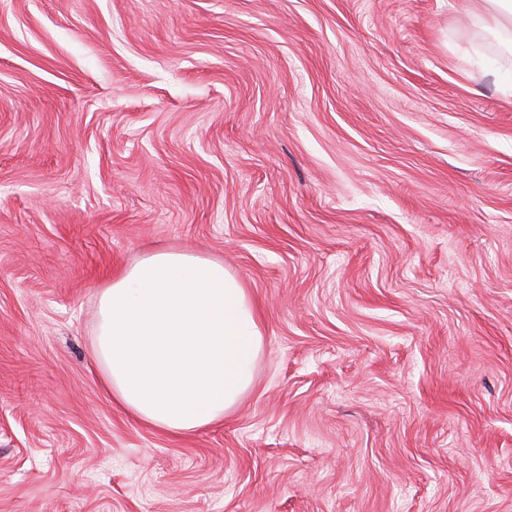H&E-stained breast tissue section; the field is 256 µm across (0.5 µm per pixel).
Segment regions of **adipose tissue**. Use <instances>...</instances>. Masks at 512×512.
I'll return each mask as SVG.
<instances>
[{
  "instance_id": "adipose-tissue-1",
  "label": "adipose tissue",
  "mask_w": 512,
  "mask_h": 512,
  "mask_svg": "<svg viewBox=\"0 0 512 512\" xmlns=\"http://www.w3.org/2000/svg\"><path fill=\"white\" fill-rule=\"evenodd\" d=\"M472 17L512 52V0H479ZM262 347L254 307L221 262L155 251L100 291L94 368L115 403L168 434L223 419Z\"/></svg>"
}]
</instances>
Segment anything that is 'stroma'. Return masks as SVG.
Returning <instances> with one entry per match:
<instances>
[{"instance_id":"35a3bbf8","label":"stroma","mask_w":512,"mask_h":512,"mask_svg":"<svg viewBox=\"0 0 512 512\" xmlns=\"http://www.w3.org/2000/svg\"><path fill=\"white\" fill-rule=\"evenodd\" d=\"M473 0H0V512H512V55ZM223 262L263 332L171 436L100 289Z\"/></svg>"}]
</instances>
